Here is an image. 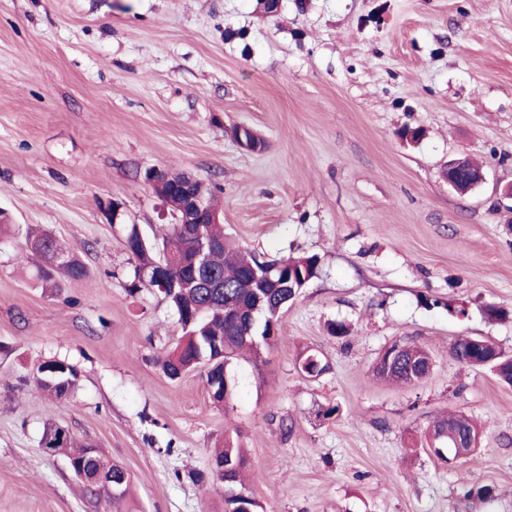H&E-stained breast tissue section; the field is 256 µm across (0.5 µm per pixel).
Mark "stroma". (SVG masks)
<instances>
[{"label": "stroma", "instance_id": "35a3bbf8", "mask_svg": "<svg viewBox=\"0 0 512 512\" xmlns=\"http://www.w3.org/2000/svg\"><path fill=\"white\" fill-rule=\"evenodd\" d=\"M459 153L487 174L465 195L446 177ZM150 168L212 188L240 248L319 260L219 407L201 372L157 361L181 335L167 301L125 288L127 228L172 221ZM510 183L512 0H0V512H107L44 452L54 424L127 470L133 512H224L228 430L259 512H512V386L449 353L481 336L512 355V200L494 192ZM30 228L87 277L41 287ZM403 339L432 355L415 385L374 373ZM311 350L317 378L298 368ZM51 358L79 373L63 402L34 378ZM451 411L483 433L449 466L424 434Z\"/></svg>", "mask_w": 512, "mask_h": 512}]
</instances>
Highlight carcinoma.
Wrapping results in <instances>:
<instances>
[{"label":"carcinoma","instance_id":"obj_1","mask_svg":"<svg viewBox=\"0 0 512 512\" xmlns=\"http://www.w3.org/2000/svg\"><path fill=\"white\" fill-rule=\"evenodd\" d=\"M202 237L209 238L214 247L208 255L207 267L214 274L219 287L209 288V274L195 281L193 276L181 278V283L162 292L178 316L182 335L174 347L159 357L163 372L172 380L190 371L203 368L200 358L210 360L207 379L222 386L224 369L244 354L253 357V365L261 361L262 347L277 335L282 310L300 293V290L319 272L316 256H297L287 260H266L255 254H247L228 242L222 224H171L167 231L149 238L137 225L127 229L125 243L135 258V265L126 284L134 296L147 288L142 273L161 261L174 260L194 252ZM27 247L43 260L37 267V276L50 288L60 287L62 281H79L86 277L85 264L71 254L51 234L27 232ZM65 254V260L55 262L56 251ZM267 273L274 280L265 292V303L260 313L251 314L254 307V288L250 274L253 269ZM224 343V355L215 357L213 344ZM453 358L468 367L488 368L498 380L512 385V363L508 357L492 359L496 344L480 337L461 339L451 345ZM432 360L422 347L410 343H394L388 347L376 364L377 373L392 382L416 384L430 373ZM300 369L309 377H318L327 370L316 353L308 354L300 363ZM78 375L69 379L68 390L52 383H38L47 396L64 401L77 386ZM480 428L463 414H450L436 420L430 428L433 453L448 464L457 458L471 457L477 447ZM42 446L63 453L74 461L87 458L88 446L79 445L63 426L48 429ZM216 461L224 462L225 512H257L258 503L247 492L242 473L247 459L238 440L224 434V446L216 452ZM98 467L114 475L124 477L121 494L112 498V512H126L129 475L116 463L98 455Z\"/></svg>","mask_w":512,"mask_h":512}]
</instances>
